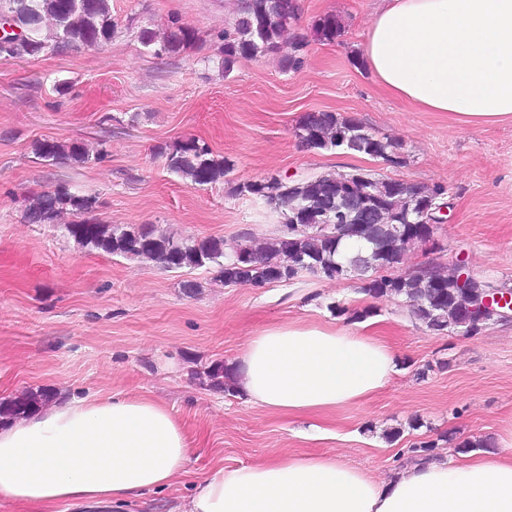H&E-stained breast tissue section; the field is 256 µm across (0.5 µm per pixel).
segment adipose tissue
Masks as SVG:
<instances>
[{
	"label": "adipose tissue",
	"instance_id": "ef3b65f1",
	"mask_svg": "<svg viewBox=\"0 0 512 512\" xmlns=\"http://www.w3.org/2000/svg\"><path fill=\"white\" fill-rule=\"evenodd\" d=\"M361 64L390 95L457 124L512 120V0H380ZM237 389L280 414L317 415L365 400L397 356L374 336L317 324L261 331ZM191 439L152 399L53 398L0 426V500L58 512L170 487ZM187 512H512V436L498 451L429 461L375 478L339 457L274 456L203 475Z\"/></svg>",
	"mask_w": 512,
	"mask_h": 512
}]
</instances>
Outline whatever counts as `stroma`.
<instances>
[{
    "label": "stroma",
    "mask_w": 512,
    "mask_h": 512,
    "mask_svg": "<svg viewBox=\"0 0 512 512\" xmlns=\"http://www.w3.org/2000/svg\"><path fill=\"white\" fill-rule=\"evenodd\" d=\"M308 32L299 69L278 57L218 65L217 32L238 0H111L156 30L177 17L200 40L157 58L129 34L100 49L0 59V399L47 389L76 397L146 396L165 406L193 440L184 472L122 512H184L198 474L283 454H334L384 478L434 440V460L454 461L467 441L499 444L512 424V321L480 334L428 331L395 300L355 293L348 280L311 275L257 289L227 286L212 268L166 269L147 259L93 251L61 224H30L29 198L63 185L96 197L102 223L153 224L174 237H217L232 257L243 231L279 237L284 226L235 183L268 176L345 173L354 167L448 191L447 224L435 234L444 263L463 255L480 278L512 284V121L454 125L383 92L359 68L376 0H299ZM333 14L344 33L314 35ZM68 81L60 94L55 86ZM308 112H335L404 144V164L313 152L294 134ZM196 136L231 163L223 180L194 185L171 173L159 145ZM80 142L97 161L46 165L41 140ZM198 283L187 293L186 282ZM369 309L363 319L331 304ZM315 323L379 337L398 372L366 401L320 417L286 416L213 390L198 374L215 362L232 372L241 350L267 327ZM420 428H412V421ZM331 429L319 438L315 427ZM396 440H388L390 431Z\"/></svg>",
    "instance_id": "stroma-1"
}]
</instances>
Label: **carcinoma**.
I'll list each match as a JSON object with an SVG mask.
<instances>
[{"label": "carcinoma", "mask_w": 512, "mask_h": 512, "mask_svg": "<svg viewBox=\"0 0 512 512\" xmlns=\"http://www.w3.org/2000/svg\"><path fill=\"white\" fill-rule=\"evenodd\" d=\"M298 15V0H241L219 35L224 75L232 73L239 59L277 55L285 43L292 54L282 57L284 68H300L308 35L299 31ZM121 28L144 51L157 57L179 55L199 41L198 32L177 18L161 36L137 16L130 15L121 22L112 16L109 0H0V29L4 31L0 59H24L60 48H100ZM341 33L333 15L316 24V34L325 41H334ZM298 128L302 132L300 142L308 150L356 153L391 166L403 164L402 143L371 131L354 118L338 117L334 112L306 113ZM36 154L50 165L101 159L91 156L82 144L49 140L37 145ZM159 154L170 172L195 185L216 182L230 170V164L218 160L212 148L194 136L159 147ZM233 192L259 201L285 224L286 232L270 240L245 232V244L227 260L224 241L219 238L174 239L152 224H104L95 215L96 198L76 195L64 186L36 195L27 207L26 219L31 224H57L69 210L79 221L66 225L67 231L92 250L147 258L171 269L215 264L218 278L226 286L264 288L292 281L303 273L349 280L359 294L402 301L413 319L432 332L458 329L463 309L493 288V283L474 273L469 274L466 287L459 288L458 269L442 264L392 272L406 252L420 243L409 228L417 213L445 204L447 192L442 184L420 186L354 169L292 180L281 175L249 179L236 183ZM347 198L363 206L367 223L377 225L374 238L364 237L360 223H336L345 214L340 204ZM346 239L365 245L366 250L340 256ZM202 374L207 386L224 388L223 363L210 365ZM50 399L46 391L25 390L0 402V424L22 419Z\"/></svg>", "instance_id": "cac0c4a2"}]
</instances>
